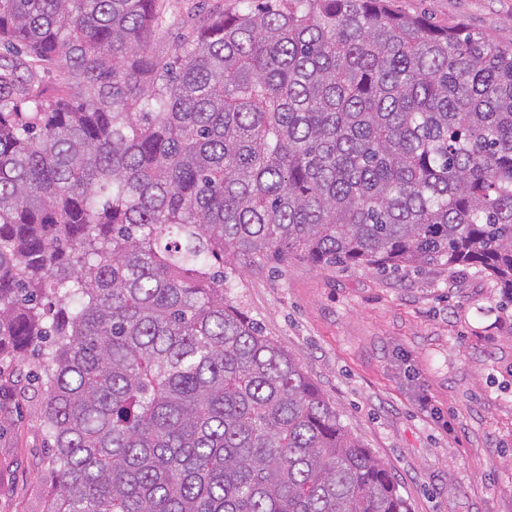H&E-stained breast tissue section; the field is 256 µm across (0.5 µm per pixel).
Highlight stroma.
Wrapping results in <instances>:
<instances>
[{"mask_svg": "<svg viewBox=\"0 0 512 512\" xmlns=\"http://www.w3.org/2000/svg\"><path fill=\"white\" fill-rule=\"evenodd\" d=\"M440 29L512 40V0H394ZM176 38L247 0H159ZM226 297L283 349L390 469L410 512H512V301L459 267L379 273L228 256ZM36 347L0 356V512L55 483Z\"/></svg>", "mask_w": 512, "mask_h": 512, "instance_id": "35a3bbf8", "label": "stroma"}]
</instances>
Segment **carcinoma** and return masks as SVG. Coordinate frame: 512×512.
I'll use <instances>...</instances> for the list:
<instances>
[{
    "mask_svg": "<svg viewBox=\"0 0 512 512\" xmlns=\"http://www.w3.org/2000/svg\"><path fill=\"white\" fill-rule=\"evenodd\" d=\"M0 0V353L35 342L44 512H409L224 254L448 265L512 297V44L388 0ZM64 90L47 96L48 66ZM161 12L159 29L167 32L170 40L180 36L208 13L230 16L247 8L244 0H159Z\"/></svg>",
    "mask_w": 512,
    "mask_h": 512,
    "instance_id": "carcinoma-1",
    "label": "carcinoma"
}]
</instances>
